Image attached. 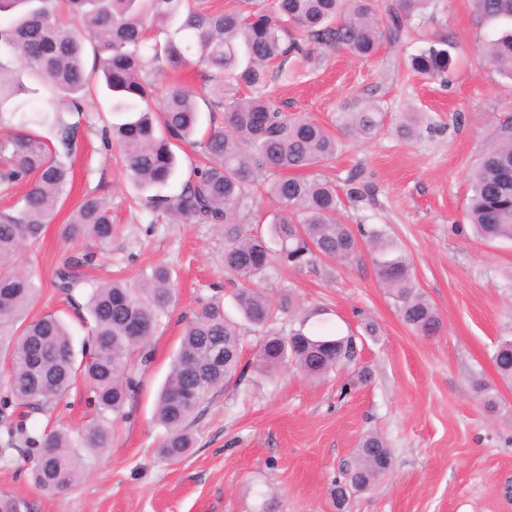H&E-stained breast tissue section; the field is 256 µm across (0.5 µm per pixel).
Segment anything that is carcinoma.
I'll use <instances>...</instances> for the list:
<instances>
[{"label":"carcinoma","instance_id":"obj_1","mask_svg":"<svg viewBox=\"0 0 512 512\" xmlns=\"http://www.w3.org/2000/svg\"><path fill=\"white\" fill-rule=\"evenodd\" d=\"M54 0H0V52L18 66L0 62V112L17 110L37 89L35 80L69 99V111L81 112L90 84L83 52L93 50V71L111 92V112L123 116L111 125L122 166L147 205L176 221L208 224L224 238L220 262L236 282L235 302L242 320L258 334L254 368L270 374L291 366L309 380H322L356 354V338L342 335L324 318L326 310L305 312L287 334L271 326L287 308L260 287L271 248L278 245L282 262L302 268L317 262L332 265L348 260L365 247L372 254L377 281L398 304L403 323L420 336H435L442 321L420 292L409 256L377 227L340 221V198L328 181L309 171L336 155L338 138L323 126L288 117L263 97L268 67L291 54L309 55L317 46L344 48L357 57L376 53L381 43L397 40L404 18L425 10L431 0H396L384 6L382 22L375 0H234L223 11L203 6L206 0H69L72 22L56 20ZM483 20L506 25L485 48V58L501 75L512 79V0H472ZM167 31L164 43L150 46L151 60L181 68L191 57L209 71L208 112H224L220 125L210 121L203 134L208 164L194 171L179 192L163 195L177 172L175 147L191 140L200 126L195 92L168 91L160 111L151 103L156 84L144 76L146 20ZM448 42L440 41L411 56L412 69L423 76H442L450 63ZM418 112H405L394 126L404 140L419 135ZM384 116L367 103L338 126L340 134L370 140L383 127ZM77 150V128L60 120L53 138L33 128L0 139V182L22 183L20 207L0 214V361L7 371V397L20 408L44 411L77 378L88 384L97 418L84 425L77 439L60 429L39 436L23 421L0 420L7 447L0 460L16 452L33 458L36 487L57 493L78 479L81 451L110 446L108 415H118L137 392L132 372L151 356L150 342L161 316L175 300L172 271L158 265L142 274L138 287L122 280L91 288L86 309L91 324L90 349L76 358L72 336L54 313L27 319L38 288L18 253L36 242L55 215L69 183L68 160ZM269 173L268 193L280 211L270 223V238L249 223L256 203L254 188ZM470 196L465 212L477 237L512 241V116L500 119L490 143L469 174ZM112 215L105 202L85 198L63 227L67 240L105 243L112 239ZM93 261L90 252L63 264L57 287L67 296L83 284L78 268ZM243 336L240 324L228 317L218 299L206 302L187 320L180 346L162 388L155 416L165 429L159 454L169 460L186 456L195 441L190 425L216 389L241 380ZM498 377L512 384V339H502L493 355ZM392 456L385 438L365 433L356 448V462L336 482L337 504L353 492L368 491L390 470Z\"/></svg>","mask_w":512,"mask_h":512}]
</instances>
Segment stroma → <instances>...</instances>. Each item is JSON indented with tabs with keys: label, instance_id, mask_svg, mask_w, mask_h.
<instances>
[{
	"label": "stroma",
	"instance_id": "35a3bbf8",
	"mask_svg": "<svg viewBox=\"0 0 512 512\" xmlns=\"http://www.w3.org/2000/svg\"><path fill=\"white\" fill-rule=\"evenodd\" d=\"M500 32L478 17L471 0H433L409 18L399 41L384 43L373 57L324 48L288 60L284 72L270 71L265 91L272 104L329 131L367 99L384 112L387 124L375 139L340 138L320 173L337 186L344 223L382 227L407 250L415 284L443 328L427 338L402 323L368 250L331 268L271 262L263 286L290 295L294 310L326 309L344 334L356 332L367 314L380 334L359 341L355 360L324 380L288 367L271 375L251 371L215 391L192 424L194 448L178 461L157 453L164 430L154 419L155 401L185 317L213 297L227 314L237 313L217 260L224 242L209 225L176 223L145 205L104 136L116 120L105 94L93 96L83 113H64L79 125L73 183L39 241L19 255L41 288L31 316L59 313L75 344L89 337L76 310L82 290L69 298L55 286L57 270L83 251L62 239L61 227L86 196L107 203L117 228L97 247L87 275L131 280L166 264L177 302L152 338L151 360L135 368L140 390L127 417L114 423L111 447L84 454L79 482L42 492L30 480V462L15 458L0 462V492L22 499L28 512H512V385L492 363L498 340L512 336V242L477 240L465 218L470 168L495 117L512 114V79L483 58L484 45ZM439 38L448 39L453 57L445 78L414 74L410 55ZM410 106L425 121L405 142L391 123ZM364 369L371 377L361 383ZM478 378L492 386L495 409L475 392ZM88 398L85 383L76 382L52 415L31 413L26 426L77 433L94 415ZM369 431L385 437L393 467L374 489L351 494L337 509L335 481Z\"/></svg>",
	"mask_w": 512,
	"mask_h": 512
}]
</instances>
